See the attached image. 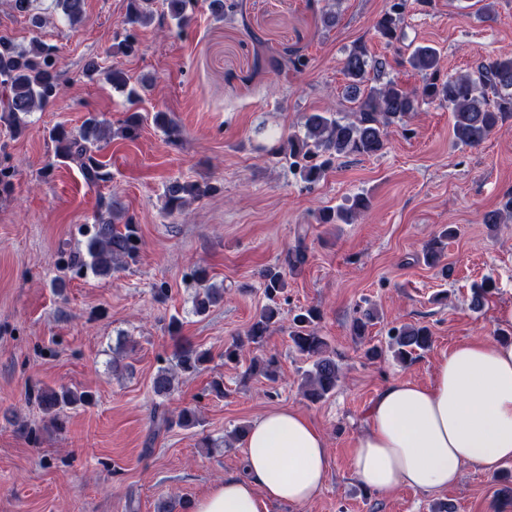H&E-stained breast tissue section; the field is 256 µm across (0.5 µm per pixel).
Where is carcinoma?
I'll return each instance as SVG.
<instances>
[{
    "label": "carcinoma",
    "mask_w": 512,
    "mask_h": 512,
    "mask_svg": "<svg viewBox=\"0 0 512 512\" xmlns=\"http://www.w3.org/2000/svg\"><path fill=\"white\" fill-rule=\"evenodd\" d=\"M11 10L29 17L31 26L40 29L46 19L32 13L33 0H9ZM69 25L76 26L83 20L84 0H55ZM195 0H167L170 18L179 28L189 20V10ZM407 0H391L388 9L375 22L378 37L388 44L401 40ZM154 0H127V10L122 21L123 33L114 48L124 55L138 51L136 29L153 21ZM412 70L422 77V85L409 90L393 79L384 78L388 66L386 59L373 57L365 45L354 46L343 61L345 77L343 96L355 104L352 117L338 118L332 112H311L304 116L301 134L288 136L287 145L274 153V157L288 161L289 167L301 181L308 185L319 182L338 158L350 156H374L385 146L389 128L401 126L423 104L436 103L451 111L453 133L464 147H477L499 131L512 118V53L480 63L476 69L446 76L442 73L440 54L432 46L418 45L407 58ZM59 55L56 46L34 37L26 45L0 37V120L7 125L11 137L24 134L28 127L27 117L53 103L61 94L58 81ZM84 75L94 80L104 77L112 88L127 93L131 104L142 99L146 88L131 84L127 74L112 67L105 68L90 59L84 65ZM153 124L165 132L173 145L180 140V131L168 113L162 111L126 113L120 122L117 135L125 140L138 139L145 125ZM111 125L88 114L82 128L75 133L64 124L54 126L49 138L54 144L55 155L73 163L84 181L98 186L111 180L108 164L98 158L100 132ZM14 168L0 162V196L14 190ZM216 190L205 182H175L168 187V207L172 212L181 210L189 201L199 199ZM370 207L368 197L358 195L348 205H341L324 212L323 224H351ZM121 209L118 203L107 204V214L95 216L94 223L79 228L85 238V252H60L58 271L69 272L76 277L88 274L106 278L117 263L133 261L138 256L142 242L137 227L127 219L123 225L115 223ZM512 220V191L503 194L499 207L484 214L482 222L488 225L507 224ZM457 235L450 224L427 243L424 262L432 267L439 265L447 241ZM304 237L298 236L296 244L286 253L284 263L296 269L306 261ZM191 278L198 285L192 297V312L197 316L207 314L224 300V289L208 283L204 268H196ZM286 281L283 272L269 268L262 274V288L269 303L261 307L246 331L247 340L260 348L266 342L272 328L281 319V309L275 299L283 293ZM496 290L494 283L486 279L473 288L471 308L480 310L488 297ZM377 318L374 308L363 310L353 320L352 333L357 338H367L368 329ZM319 311L314 307L297 310L289 321L287 335L293 348L312 359L311 369L303 373L302 389L306 398L318 402L332 393L340 378V366L336 353L329 349L326 340L319 335L317 324ZM433 333L429 326L420 323L393 327L388 332V348L392 358L400 364L414 361L431 348ZM208 361V352L191 343L177 348L173 364L160 368L153 379V390L163 396L173 389L178 374L192 375ZM37 405L43 412L63 422L67 411L90 403L88 394L68 389L56 391L50 388L37 390ZM498 508L512 507V473H503L496 493Z\"/></svg>",
    "instance_id": "carcinoma-1"
}]
</instances>
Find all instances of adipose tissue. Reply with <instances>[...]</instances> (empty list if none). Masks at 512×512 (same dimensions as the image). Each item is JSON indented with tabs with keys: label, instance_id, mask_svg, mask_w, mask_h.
Listing matches in <instances>:
<instances>
[{
	"label": "adipose tissue",
	"instance_id": "1",
	"mask_svg": "<svg viewBox=\"0 0 512 512\" xmlns=\"http://www.w3.org/2000/svg\"><path fill=\"white\" fill-rule=\"evenodd\" d=\"M352 456L360 483L380 493L433 492L466 467L496 472L512 461V343L466 340L436 364L432 385L395 381L374 399ZM245 472L225 476L192 512H269L312 500L329 471L323 433L300 411L256 419L243 441Z\"/></svg>",
	"mask_w": 512,
	"mask_h": 512
}]
</instances>
